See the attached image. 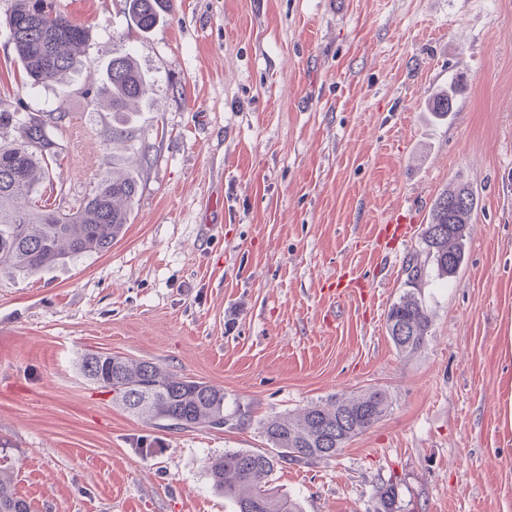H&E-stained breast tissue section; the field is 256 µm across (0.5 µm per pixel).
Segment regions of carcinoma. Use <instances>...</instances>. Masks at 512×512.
I'll list each match as a JSON object with an SVG mask.
<instances>
[{
  "instance_id": "carcinoma-1",
  "label": "carcinoma",
  "mask_w": 512,
  "mask_h": 512,
  "mask_svg": "<svg viewBox=\"0 0 512 512\" xmlns=\"http://www.w3.org/2000/svg\"><path fill=\"white\" fill-rule=\"evenodd\" d=\"M124 2L135 25L149 31L160 23L166 0ZM7 25L16 58L33 85L63 82L76 68L77 56L88 39V30L55 9L53 0H15ZM101 82V92L121 123L131 102L146 101L153 94L151 82L130 53L112 57ZM9 124L18 126L20 139L0 144V269L32 274L107 251L131 221L138 176L131 171L114 172L73 209H42L32 203V197L39 181L51 179L52 165L59 157L56 142L39 118L0 112V126ZM476 210L473 191L462 183L447 187L434 199L422 239L439 276L454 277L462 267ZM430 327L421 301L413 294L404 295L388 310L386 329L401 353L418 350ZM80 371L87 380L112 392L113 403L138 417L181 429L214 428L235 417L224 413L223 389L174 375L154 362L87 353L81 357ZM145 391L152 400L140 407ZM387 403L386 392L370 389L270 418L261 429L271 450L224 452L208 462L212 484L235 503L238 512H303L298 502L270 488L275 466L310 465L335 456L381 419ZM12 483V466L1 463L0 512H31Z\"/></svg>"
}]
</instances>
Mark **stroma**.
Segmentation results:
<instances>
[{
    "mask_svg": "<svg viewBox=\"0 0 512 512\" xmlns=\"http://www.w3.org/2000/svg\"><path fill=\"white\" fill-rule=\"evenodd\" d=\"M0 0V110L59 151L38 205L66 211L123 162L90 69L132 53L154 83L129 117L146 153L132 220L103 253L0 270V449L32 512H236L209 458L267 450L261 421L367 388L385 415L336 457L277 466L304 512H512V0H169L139 30L122 0H56L85 67L30 86ZM453 90L447 120L428 102ZM479 199L465 262L416 295L431 328L385 329L435 197ZM411 225L380 247L377 225ZM88 351L217 386L244 421L166 429L79 370Z\"/></svg>",
    "mask_w": 512,
    "mask_h": 512,
    "instance_id": "35a3bbf8",
    "label": "stroma"
}]
</instances>
